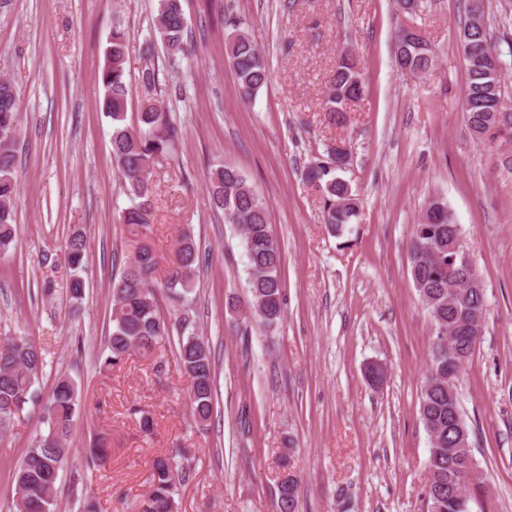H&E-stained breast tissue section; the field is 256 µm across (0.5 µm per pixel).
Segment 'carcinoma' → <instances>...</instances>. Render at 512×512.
I'll list each match as a JSON object with an SVG mask.
<instances>
[{
	"label": "carcinoma",
	"mask_w": 512,
	"mask_h": 512,
	"mask_svg": "<svg viewBox=\"0 0 512 512\" xmlns=\"http://www.w3.org/2000/svg\"><path fill=\"white\" fill-rule=\"evenodd\" d=\"M465 25L464 33L472 51L464 54L467 73V94L464 108L466 123L478 139L493 140L500 136L495 130L496 114L512 113V95L507 104L496 105L495 89L504 86L502 56L512 58V42L508 52L492 43L488 22ZM228 35L225 54L232 67L243 99L250 101L268 85L269 67L250 37L240 30L239 21L225 18ZM155 34L168 53L185 54L190 33L181 0H157ZM128 34L119 26L112 29L100 80L104 89L99 109L112 123V159L120 174L123 189L131 205L118 214V223L127 227L138 239L151 225L153 170L156 163L170 153L176 127L168 112L147 102L137 113L136 123H125L129 100L126 71ZM395 64L400 71L426 74L435 67V51L430 43L410 42L404 30L395 34ZM325 95V110L334 124L345 122V105L360 99L364 84L352 52L340 51ZM20 104L10 81L0 80V253L15 246L16 227L11 209L18 192L13 175L15 154L12 149L19 122ZM326 159L305 167L307 183L321 192L328 231L341 235L358 214L356 200L348 181L337 176L334 156L336 148L326 147ZM208 193L213 207L224 211V223L242 231V244L247 259L248 288L252 317L262 325L275 326L283 313L282 252L270 231L265 200L232 164L219 165L211 171ZM462 236L461 228L452 221L447 203L433 199L419 223L412 225L408 242L410 274L418 298L431 319L428 366L436 368L441 378L422 389L420 420L429 438L428 478L425 487L427 512H455L452 507L457 476L462 469L474 473L471 492L482 490L477 463L473 458L470 437L459 443V433L452 407L458 399L457 388L448 386V356L436 358V352L448 349V337L443 329L456 328L469 317V310L479 302V295L460 293L459 284L467 272L449 247L453 236ZM87 241L84 233L75 230L67 241L64 261L69 275L66 293L74 305L85 296ZM199 260V248L194 237L183 231L177 243L172 265L161 282H152L158 257L146 243L135 247L127 257L121 277L113 283V304L110 315L112 330L106 341V351L99 359V369L112 370L123 365L133 350L151 352L160 340L169 336L171 323L161 312L158 297L174 301L191 291L192 277ZM183 335L179 341L177 362L189 381V397L195 424L208 426L214 408L215 361L207 343L196 334L186 332V323H178ZM482 331L471 329L467 336L456 338L453 358L470 362ZM45 367L41 348L33 336L20 333L0 342V435L6 434L17 422L36 414L47 425V433L26 449L20 465L13 472L15 485L14 512H55L53 498L59 473L68 454L75 417L79 409L80 388L67 375L54 378L47 399L34 388ZM90 462L98 467L109 453L105 437L94 439L89 449ZM276 512H295L297 480L288 471V459H283ZM186 481V474L169 457L154 458L149 475V494L139 501L137 512H177V485Z\"/></svg>",
	"instance_id": "obj_1"
}]
</instances>
